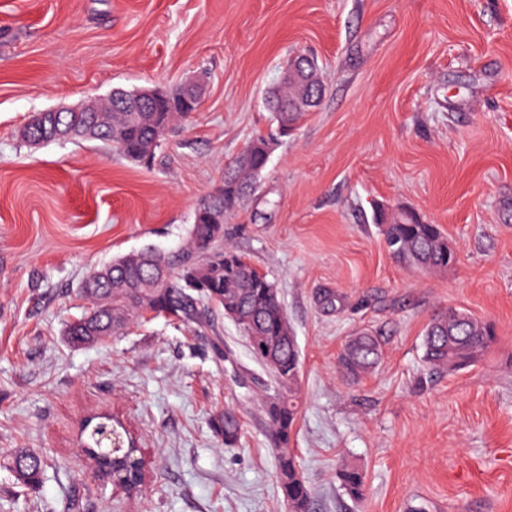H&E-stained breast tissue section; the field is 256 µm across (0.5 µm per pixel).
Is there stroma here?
Here are the masks:
<instances>
[{
  "mask_svg": "<svg viewBox=\"0 0 512 512\" xmlns=\"http://www.w3.org/2000/svg\"><path fill=\"white\" fill-rule=\"evenodd\" d=\"M298 54L318 61L321 101L225 224L297 339L291 448L313 512H512V0H0V512H288L261 404L274 384L222 310L81 347L65 328L91 270L180 249L225 165L273 133L266 98ZM189 83L200 107L147 167L19 138L39 112ZM402 206L447 234L448 271L390 252L374 215ZM451 307L498 340L432 371L424 329ZM361 332L381 357L353 380L339 357ZM227 408L231 447L212 426ZM94 412L138 437L141 492L93 477L77 437ZM20 451L44 460L36 488L5 464ZM341 486L353 499H361L365 493V476L355 467H344L337 473Z\"/></svg>",
  "mask_w": 512,
  "mask_h": 512,
  "instance_id": "1",
  "label": "stroma"
}]
</instances>
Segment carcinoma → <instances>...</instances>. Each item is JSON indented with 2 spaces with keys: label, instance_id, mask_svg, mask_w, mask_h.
I'll list each match as a JSON object with an SVG mask.
<instances>
[{
  "label": "carcinoma",
  "instance_id": "carcinoma-1",
  "mask_svg": "<svg viewBox=\"0 0 512 512\" xmlns=\"http://www.w3.org/2000/svg\"><path fill=\"white\" fill-rule=\"evenodd\" d=\"M321 96L320 87H309L300 78L288 81L283 90L269 98L271 120L286 135ZM288 105L294 106L293 111H284ZM185 116L180 95H167L160 112H45L40 122L25 125L21 137L28 144L99 141L128 160L147 164L160 146L164 131ZM270 154L271 141L257 137L225 166L223 184L199 201L186 242L178 253L170 255L148 247L118 256L86 275L79 291L92 298L93 314L70 323L66 334L85 336L92 342L105 341L125 326L133 311L176 321L193 320L197 318L196 296L224 309V315L235 321L246 338L252 356L280 387L263 407L275 436L278 473L288 475V481L279 482V486L297 504L298 512H311L309 489L303 479L295 477L298 463L288 448L299 413L296 385L301 364L277 285L231 246L217 249L224 241V216L257 189ZM377 226L389 250L418 268L446 271L456 263V252L446 234L438 225L422 222L410 210L401 208L382 214ZM496 340L490 323L463 309L450 308L428 323L423 361L430 370H464L478 363ZM378 357L377 340L363 334L349 341L341 364L355 377L370 369ZM213 427L224 437V444L237 442L241 424L233 411L226 410L216 417ZM11 463L20 482H39V456L19 452L12 456ZM337 478L352 498H363L362 471L344 467Z\"/></svg>",
  "mask_w": 512,
  "mask_h": 512
}]
</instances>
